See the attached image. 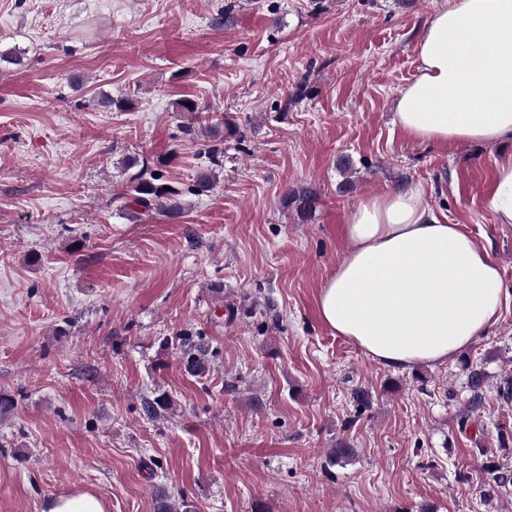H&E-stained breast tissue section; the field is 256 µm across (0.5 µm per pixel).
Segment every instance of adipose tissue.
<instances>
[{
    "label": "adipose tissue",
    "instance_id": "adipose-tissue-1",
    "mask_svg": "<svg viewBox=\"0 0 512 512\" xmlns=\"http://www.w3.org/2000/svg\"><path fill=\"white\" fill-rule=\"evenodd\" d=\"M417 74L398 93L395 123L419 143L512 138V0H452L415 45ZM404 185L362 200L341 227L344 258L317 293L321 323L381 365L435 368L497 322L499 266L464 225L439 222ZM512 224V155L484 199Z\"/></svg>",
    "mask_w": 512,
    "mask_h": 512
}]
</instances>
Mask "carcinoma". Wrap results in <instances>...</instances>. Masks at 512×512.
Instances as JSON below:
<instances>
[{"mask_svg":"<svg viewBox=\"0 0 512 512\" xmlns=\"http://www.w3.org/2000/svg\"><path fill=\"white\" fill-rule=\"evenodd\" d=\"M204 154L211 165L217 168L222 166L224 149L218 139L209 140ZM214 179L213 170L203 171L197 174L194 183L187 188L186 192L197 196L208 193L213 189ZM183 192L173 185L160 169L149 170L143 167L126 183L125 189L122 190L119 197L124 199V205L139 209L143 215L149 216L158 213L168 219H177L182 217L185 212ZM317 203V194L307 188H290L282 197L283 207L294 209L303 219L312 217ZM184 345L186 346L189 369L202 368L205 357L210 351L209 342L201 337L195 341L186 337ZM169 406V395L160 392L151 398L144 399L142 412L146 418L154 419ZM155 512H192V505L184 500L182 506L179 507L170 500L166 493L161 492L155 498Z\"/></svg>","mask_w":512,"mask_h":512,"instance_id":"carcinoma-1","label":"carcinoma"}]
</instances>
